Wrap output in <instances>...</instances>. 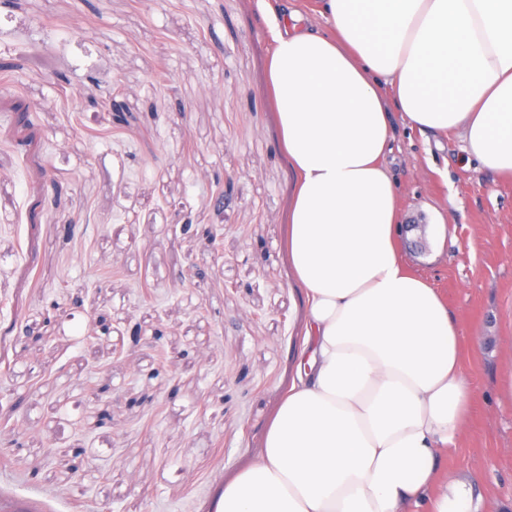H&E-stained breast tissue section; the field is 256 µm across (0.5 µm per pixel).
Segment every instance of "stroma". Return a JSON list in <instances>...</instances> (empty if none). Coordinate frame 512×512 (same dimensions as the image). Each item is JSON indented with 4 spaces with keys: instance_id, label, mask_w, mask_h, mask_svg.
Wrapping results in <instances>:
<instances>
[{
    "instance_id": "35a3bbf8",
    "label": "stroma",
    "mask_w": 512,
    "mask_h": 512,
    "mask_svg": "<svg viewBox=\"0 0 512 512\" xmlns=\"http://www.w3.org/2000/svg\"><path fill=\"white\" fill-rule=\"evenodd\" d=\"M20 3L0 10V30L26 40L52 22L57 50L19 77L37 106L38 157L22 154L16 115L0 104V420L27 428L24 469L0 462V512H216L261 446L305 323L286 248L294 174L269 94L271 36L257 0ZM94 69L117 78L125 123L109 126ZM394 136L399 251L459 319L475 391L447 465L473 472L493 512H512V180L470 160L457 135L426 140L398 120ZM40 166L60 201L32 224ZM77 214L87 221L66 238ZM185 223L224 227L203 283L179 280L199 250ZM53 301L50 338L15 346L10 325L40 326ZM101 314L163 337L113 354L92 336ZM94 385L123 404L92 399ZM73 448L87 460L76 474Z\"/></svg>"
}]
</instances>
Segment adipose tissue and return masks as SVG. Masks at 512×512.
<instances>
[{
	"instance_id": "adipose-tissue-1",
	"label": "adipose tissue",
	"mask_w": 512,
	"mask_h": 512,
	"mask_svg": "<svg viewBox=\"0 0 512 512\" xmlns=\"http://www.w3.org/2000/svg\"><path fill=\"white\" fill-rule=\"evenodd\" d=\"M305 295L294 376L217 512H480L448 449L474 397L461 329L397 244L399 113L512 178V0H269Z\"/></svg>"
}]
</instances>
